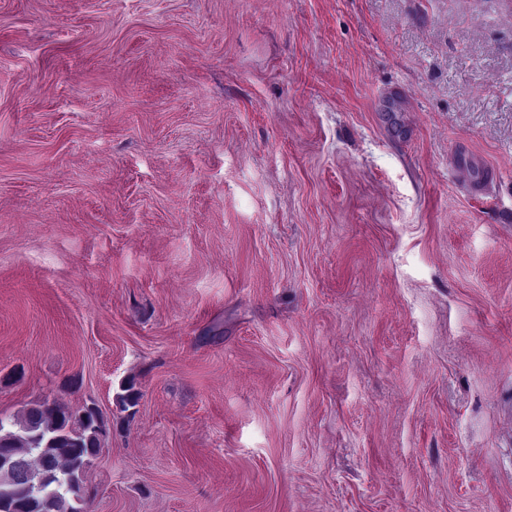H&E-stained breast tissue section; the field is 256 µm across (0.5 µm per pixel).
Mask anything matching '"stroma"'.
Here are the masks:
<instances>
[{
    "instance_id": "35a3bbf8",
    "label": "stroma",
    "mask_w": 512,
    "mask_h": 512,
    "mask_svg": "<svg viewBox=\"0 0 512 512\" xmlns=\"http://www.w3.org/2000/svg\"><path fill=\"white\" fill-rule=\"evenodd\" d=\"M47 395L112 421L84 512H512V0H0Z\"/></svg>"
}]
</instances>
